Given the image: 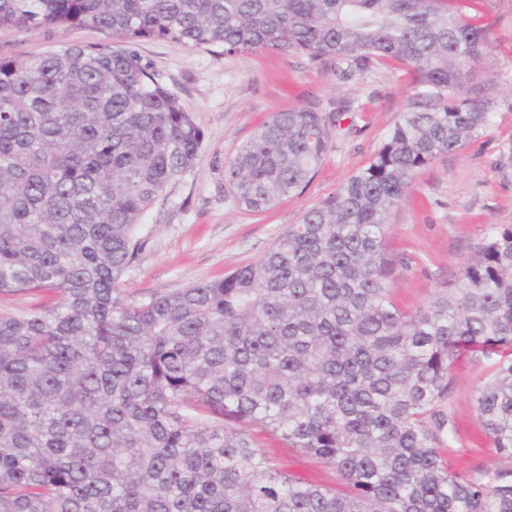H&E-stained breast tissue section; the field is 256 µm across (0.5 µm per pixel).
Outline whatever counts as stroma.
Masks as SVG:
<instances>
[{"mask_svg": "<svg viewBox=\"0 0 512 512\" xmlns=\"http://www.w3.org/2000/svg\"><path fill=\"white\" fill-rule=\"evenodd\" d=\"M492 14L497 25L490 51L475 66L470 86L493 100L494 124L461 150L420 169L406 201L389 219L388 244L400 259L389 286L408 309L428 304L459 278L488 225L512 229V166L504 169L498 164L512 149V111L506 107L512 89L493 85L498 71L512 69V0H493ZM62 42L123 45L120 36L99 30L19 34L0 29V54L39 55ZM137 50L190 109L204 140L193 170L145 219V248L120 284L122 294L131 299L220 279L259 261L289 225L299 223L307 210L368 164L407 112L414 94L408 75L393 66L343 80L331 62H313L296 53L237 56L220 48L193 49L157 39L140 42ZM348 104L356 108L353 128L335 137L327 159L301 194L262 212L235 207L224 163L272 113L297 107L330 113ZM488 368L485 362H458L451 371L448 397L441 403L456 430L442 455L456 472L501 465L482 433L473 401ZM253 436L286 471L319 484L339 485L331 468L289 447L280 436L258 430Z\"/></svg>", "mask_w": 512, "mask_h": 512, "instance_id": "obj_1", "label": "stroma"}]
</instances>
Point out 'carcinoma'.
<instances>
[{
	"label": "carcinoma",
	"mask_w": 512,
	"mask_h": 512,
	"mask_svg": "<svg viewBox=\"0 0 512 512\" xmlns=\"http://www.w3.org/2000/svg\"><path fill=\"white\" fill-rule=\"evenodd\" d=\"M490 0H0V29H96L108 44L0 54V512H512V230L490 225L459 279L407 311L387 224L415 173L494 117L469 89ZM384 62L416 101L370 162L264 257L219 280L125 298L144 215L191 172L192 112L135 49ZM348 111L273 113L224 164L235 206L300 193ZM506 469L452 473L438 410L461 359ZM247 422L316 457L341 487L289 474Z\"/></svg>",
	"instance_id": "1"
}]
</instances>
